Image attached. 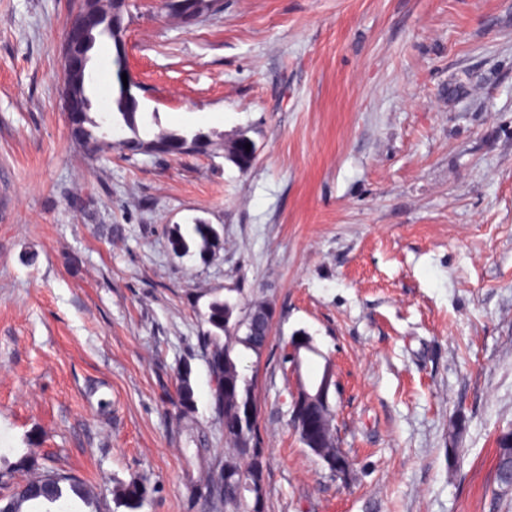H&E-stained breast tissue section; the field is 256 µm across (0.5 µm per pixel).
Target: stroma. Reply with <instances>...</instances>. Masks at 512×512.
Returning a JSON list of instances; mask_svg holds the SVG:
<instances>
[{
	"mask_svg": "<svg viewBox=\"0 0 512 512\" xmlns=\"http://www.w3.org/2000/svg\"><path fill=\"white\" fill-rule=\"evenodd\" d=\"M73 0H0V456L74 470L104 512L192 501L224 422L197 338L206 295L266 301L243 365L268 450L266 512H512L495 480L512 428V0H224L188 25L138 0L123 35L162 128L250 138L223 155L89 156L62 109ZM114 47L88 64L110 111ZM224 232L179 253L195 220ZM332 361L349 483L289 423L282 342ZM190 369L194 409L180 416Z\"/></svg>",
	"mask_w": 512,
	"mask_h": 512,
	"instance_id": "1",
	"label": "stroma"
}]
</instances>
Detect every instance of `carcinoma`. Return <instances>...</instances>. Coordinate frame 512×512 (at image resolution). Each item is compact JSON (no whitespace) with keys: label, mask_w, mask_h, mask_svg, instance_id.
<instances>
[{"label":"carcinoma","mask_w":512,"mask_h":512,"mask_svg":"<svg viewBox=\"0 0 512 512\" xmlns=\"http://www.w3.org/2000/svg\"><path fill=\"white\" fill-rule=\"evenodd\" d=\"M127 72L125 54H114L112 74L116 89L112 91V113L117 124L128 135L121 138L122 150L129 154L182 155L192 152L196 155L212 156L225 150L226 157L239 163L240 148L249 143L240 138L229 146L224 139H214L212 135L201 132H182L160 130L148 136L143 128L159 125L158 114L138 112L132 107L133 93L124 87L122 75ZM73 140L81 147H97L103 153L112 150L106 143V133L98 134L102 128L100 122L89 112H74L69 115ZM192 232L198 238V251L206 257L215 249L224 247V237L211 224L195 220ZM206 309L199 312L206 329L198 337L199 347L207 356L218 355L225 358L224 366L210 373L215 408L223 419H244L240 433L224 437V457L219 460L207 458L209 448L206 440H198L199 447L193 456L199 461L201 473L198 479L191 480L190 494L204 499L216 510L224 512H252L250 498L245 494V486H253L255 494H266L268 468L253 452L264 447L257 418H245L248 404L256 401V373L243 372L238 363L240 351H250L255 356L268 348L271 338L273 312L263 302L231 303L218 292L208 293ZM179 405L185 412L194 407L193 389L190 384V372L184 371L178 390ZM320 447L311 452L329 465L338 463L340 469L353 473V462L349 454L340 447L333 425V409L315 412L312 423ZM24 472V478L13 481V473ZM512 477V452L498 448L496 461V480L504 487ZM0 484L7 492L0 498V508L4 512H72L69 505L76 497L83 503H89L86 484L70 472L62 469H47L38 463L34 453L22 455L7 471H0ZM145 503V491L134 486L122 497V504L133 510L140 509Z\"/></svg>","instance_id":"1"}]
</instances>
